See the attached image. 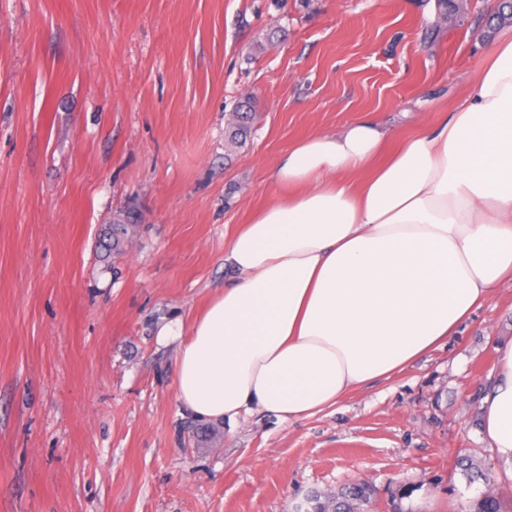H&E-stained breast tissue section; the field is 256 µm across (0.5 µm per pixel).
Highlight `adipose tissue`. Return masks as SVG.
<instances>
[{
    "instance_id": "ef3b65f1",
    "label": "adipose tissue",
    "mask_w": 512,
    "mask_h": 512,
    "mask_svg": "<svg viewBox=\"0 0 512 512\" xmlns=\"http://www.w3.org/2000/svg\"><path fill=\"white\" fill-rule=\"evenodd\" d=\"M272 178L288 194L225 239L223 288L161 331L179 342L176 398L203 420L312 417L512 284V35L435 125L314 134ZM497 352L481 429L512 476V342Z\"/></svg>"
}]
</instances>
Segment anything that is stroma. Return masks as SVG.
Returning <instances> with one entry per match:
<instances>
[{
  "label": "stroma",
  "mask_w": 512,
  "mask_h": 512,
  "mask_svg": "<svg viewBox=\"0 0 512 512\" xmlns=\"http://www.w3.org/2000/svg\"><path fill=\"white\" fill-rule=\"evenodd\" d=\"M0 0V512H294L362 481L368 512L512 504L476 427L512 287L391 379L293 423L177 402V345L224 239L294 142L370 115L404 132L465 95L496 0ZM251 97L250 140L228 147ZM142 214L114 255V216ZM491 467L467 485L457 454Z\"/></svg>",
  "instance_id": "35a3bbf8"
}]
</instances>
